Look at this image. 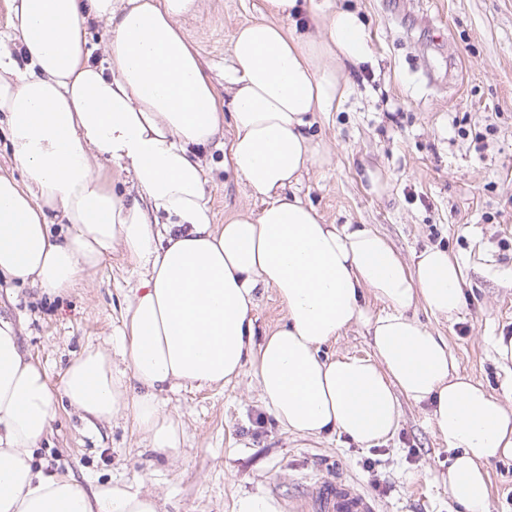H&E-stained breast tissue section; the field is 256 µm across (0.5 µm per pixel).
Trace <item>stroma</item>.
<instances>
[{
	"label": "stroma",
	"instance_id": "obj_1",
	"mask_svg": "<svg viewBox=\"0 0 512 512\" xmlns=\"http://www.w3.org/2000/svg\"><path fill=\"white\" fill-rule=\"evenodd\" d=\"M335 3L367 24L371 56L345 69L344 101L310 129L327 156L297 193L326 223L378 231L404 261L430 247L446 250L463 274L460 312L449 321L420 306L411 314L446 338L460 375L512 407V374L493 348L495 337L512 336V0ZM262 5L198 0L181 18L216 90L224 88L234 32L260 19ZM200 157L214 223L254 209L251 190L224 168L223 143ZM140 277L118 249L60 294L0 285V317L18 326L23 350L56 392L86 348L116 359ZM160 404L181 423L179 456L149 448L131 420L91 424L60 399L50 433L33 450L35 468L72 472L92 489L142 480L167 512H236L247 496L272 512H311L310 485L336 477L369 495L376 512H462L437 480L453 452L432 429L427 405L401 400L394 436L367 449L342 436L283 431L248 370L222 387L165 391ZM486 469L489 512H512V459Z\"/></svg>",
	"mask_w": 512,
	"mask_h": 512
}]
</instances>
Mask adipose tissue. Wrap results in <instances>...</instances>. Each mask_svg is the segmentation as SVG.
Returning a JSON list of instances; mask_svg holds the SVG:
<instances>
[{"label":"adipose tissue","mask_w":512,"mask_h":512,"mask_svg":"<svg viewBox=\"0 0 512 512\" xmlns=\"http://www.w3.org/2000/svg\"><path fill=\"white\" fill-rule=\"evenodd\" d=\"M197 0H10L0 35V112L25 182L0 173V275L48 292L75 286L114 247L140 265L112 367L89 348L68 365L62 395L85 419L130 416L153 448L178 454L179 421L158 395L221 386L251 368L286 431L345 435L371 447L393 437L399 400L428 404L433 429L455 449L440 480L464 512H487L485 466L512 458V410L458 373L443 337L412 319L423 305L454 317L462 273L442 249L405 265L372 229L326 224L292 189L322 161L309 136L315 113L344 99L345 65L367 61L357 11L320 0H264V19L239 27L221 104L178 25ZM305 14L298 33L286 20ZM105 22L104 63L86 28ZM28 60L19 69L11 42ZM232 127L230 163L257 211L212 221L200 147ZM131 175L128 198L112 172ZM65 225L53 236L52 225ZM274 289L282 324L255 341L257 291ZM382 301L378 314L364 295ZM364 357L321 356L353 323ZM55 418L39 363L0 319V512H165L151 491L89 490L71 473L37 471L31 450Z\"/></svg>","instance_id":"adipose-tissue-1"}]
</instances>
